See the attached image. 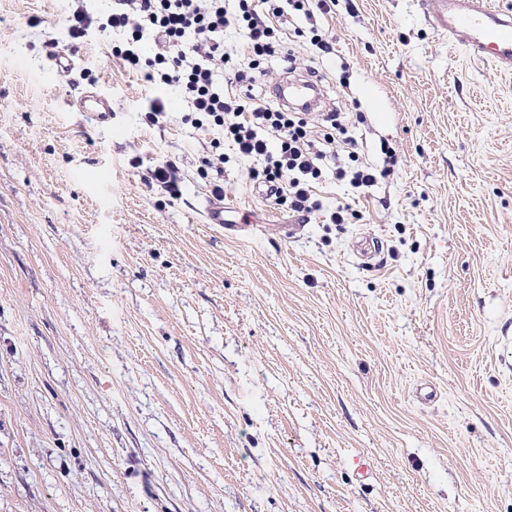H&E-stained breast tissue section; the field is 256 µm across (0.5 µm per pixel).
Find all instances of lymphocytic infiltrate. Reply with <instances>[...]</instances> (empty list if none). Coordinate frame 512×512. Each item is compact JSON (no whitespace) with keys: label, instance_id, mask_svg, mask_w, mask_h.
<instances>
[{"label":"lymphocytic infiltrate","instance_id":"lymphocytic-infiltrate-1","mask_svg":"<svg viewBox=\"0 0 512 512\" xmlns=\"http://www.w3.org/2000/svg\"><path fill=\"white\" fill-rule=\"evenodd\" d=\"M328 9L327 0H236L232 8L225 0H114L99 18L86 0H74L66 22L74 38L93 26L123 31L126 39L113 47V57L147 83L178 88L188 103L185 122L220 131L241 157L256 160L249 176L266 186L275 204L310 213L319 207L313 186L322 174L320 161L347 155L350 164L338 165L336 177L355 188L374 185L377 171L363 162L340 112L273 108L257 102L252 91L269 77L270 57L280 56L285 70L299 67L285 45L281 21L292 12L309 17ZM229 27L245 37L247 67L224 48ZM228 84L238 86L239 94L225 95Z\"/></svg>","mask_w":512,"mask_h":512}]
</instances>
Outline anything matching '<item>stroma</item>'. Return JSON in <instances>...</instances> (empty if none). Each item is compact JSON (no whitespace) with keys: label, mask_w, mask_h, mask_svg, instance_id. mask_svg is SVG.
I'll return each instance as SVG.
<instances>
[{"label":"stroma","mask_w":512,"mask_h":512,"mask_svg":"<svg viewBox=\"0 0 512 512\" xmlns=\"http://www.w3.org/2000/svg\"><path fill=\"white\" fill-rule=\"evenodd\" d=\"M68 10L0 0V512H512V71L417 0L290 16L319 111L374 168L397 151L360 194L325 168L302 215L231 144L201 175L217 131ZM314 23L334 55L296 36ZM84 88L111 125L71 110ZM152 179L161 188L172 195H177L179 171L174 163L167 161L156 167L153 171Z\"/></svg>","instance_id":"obj_1"}]
</instances>
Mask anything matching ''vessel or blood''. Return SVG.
<instances>
[{"label":"vessel or blood","mask_w":512,"mask_h":512,"mask_svg":"<svg viewBox=\"0 0 512 512\" xmlns=\"http://www.w3.org/2000/svg\"><path fill=\"white\" fill-rule=\"evenodd\" d=\"M429 8L431 24L441 36L462 44L472 59L512 67V12L496 0H421ZM100 123L112 121L110 99L84 90L70 101Z\"/></svg>","instance_id":"b4317fda"}]
</instances>
